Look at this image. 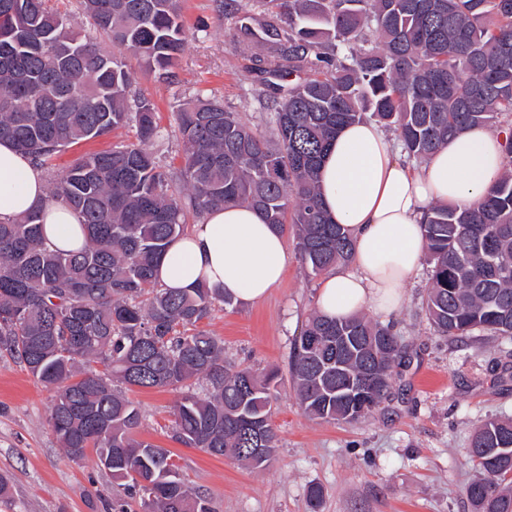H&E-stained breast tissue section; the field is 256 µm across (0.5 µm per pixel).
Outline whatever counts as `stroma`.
Here are the masks:
<instances>
[{"label":"stroma","instance_id":"obj_1","mask_svg":"<svg viewBox=\"0 0 512 512\" xmlns=\"http://www.w3.org/2000/svg\"><path fill=\"white\" fill-rule=\"evenodd\" d=\"M187 46L173 84L126 62L135 90L159 109L153 150L162 165L182 162L176 112L189 100L217 101L246 124L264 128L271 117L256 92L253 61L267 46L240 31L239 17L223 14L222 0H179ZM134 127L67 148L43 168L45 182L79 156L133 141ZM282 282L263 301L215 308L204 329L224 341V356L278 373L272 425L279 446L269 463L246 468L235 460L187 448L173 437L171 410L181 393L134 390L144 419L140 437L168 448L186 484L210 498L217 512H310L307 491L321 486L319 512H472L465 487L472 468L466 450L485 420L512 417V339L488 333L439 335L425 316L427 271L404 289V302L387 323L403 346L392 385L379 407L354 423L309 418L299 407L288 373L292 343L317 309L321 276L286 245ZM52 390L20 363L0 353V478L9 492L0 512H108L122 496L95 452L68 458L49 426Z\"/></svg>","mask_w":512,"mask_h":512}]
</instances>
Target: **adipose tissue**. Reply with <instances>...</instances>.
<instances>
[{
    "label": "adipose tissue",
    "instance_id": "obj_1",
    "mask_svg": "<svg viewBox=\"0 0 512 512\" xmlns=\"http://www.w3.org/2000/svg\"><path fill=\"white\" fill-rule=\"evenodd\" d=\"M505 134L468 129L420 168L403 162L394 140L375 122L343 127L319 170L320 199L352 242L350 261L330 272L317 296L320 314L348 318L365 309L391 317L426 253L423 224L434 204L474 208L506 169ZM39 212L47 242L74 251L85 240L77 215L48 201L41 171L11 143L0 142V218ZM285 241L261 214L213 208L159 261L157 283L170 290L206 284L236 300L261 301L281 281Z\"/></svg>",
    "mask_w": 512,
    "mask_h": 512
}]
</instances>
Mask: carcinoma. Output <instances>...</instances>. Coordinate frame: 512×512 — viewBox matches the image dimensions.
Returning a JSON list of instances; mask_svg holds the SVG:
<instances>
[{
	"instance_id": "obj_1",
	"label": "carcinoma",
	"mask_w": 512,
	"mask_h": 512,
	"mask_svg": "<svg viewBox=\"0 0 512 512\" xmlns=\"http://www.w3.org/2000/svg\"><path fill=\"white\" fill-rule=\"evenodd\" d=\"M284 19L274 63L258 70L266 130L212 101L176 113L178 172L164 170L153 100L133 91L123 57L83 39L44 0H0V141L44 167L60 151L134 124L136 141L87 153L49 186L80 219L85 245L53 248L37 214L0 219V352L54 390L49 422L73 460L95 452L142 512H213L170 475L173 454L137 437L138 389L207 385L171 411L175 438L263 467L277 447V373L224 363V341L199 325L224 292L158 285L159 258L186 224L226 205L291 225L311 273L349 261L352 245L320 203L317 172L336 131L372 116L424 161L475 127L511 131L512 0H264ZM119 51L168 81L186 46L177 0H81ZM423 232L431 265L424 305L444 336H512V174L474 209L436 204ZM401 344L387 327L313 315L293 343L296 399L323 421H358L381 403ZM102 363L98 371L93 364ZM512 419L479 425L466 449L472 512H512Z\"/></svg>"
}]
</instances>
